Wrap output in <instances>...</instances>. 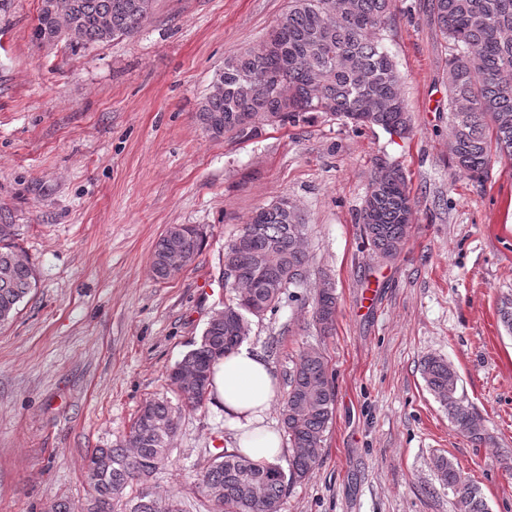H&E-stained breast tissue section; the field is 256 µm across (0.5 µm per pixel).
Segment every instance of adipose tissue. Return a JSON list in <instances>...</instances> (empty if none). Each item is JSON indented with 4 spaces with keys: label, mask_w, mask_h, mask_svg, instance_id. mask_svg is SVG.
Listing matches in <instances>:
<instances>
[{
    "label": "adipose tissue",
    "mask_w": 512,
    "mask_h": 512,
    "mask_svg": "<svg viewBox=\"0 0 512 512\" xmlns=\"http://www.w3.org/2000/svg\"><path fill=\"white\" fill-rule=\"evenodd\" d=\"M279 392L271 364L251 345L240 344L214 366L211 394L224 408V426L239 453L273 463L284 452L280 431L269 412Z\"/></svg>",
    "instance_id": "ef3b65f1"
}]
</instances>
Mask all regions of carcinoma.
Masks as SVG:
<instances>
[{
  "label": "carcinoma",
  "instance_id": "1",
  "mask_svg": "<svg viewBox=\"0 0 512 512\" xmlns=\"http://www.w3.org/2000/svg\"><path fill=\"white\" fill-rule=\"evenodd\" d=\"M332 2L288 0V8L259 46L224 59L214 78L224 91L207 95L196 113L210 138L248 139L264 126L296 124L319 114L358 129L362 123L355 118L367 102L374 105L371 126L396 135L410 130L403 77L382 44L392 0H348L345 8ZM146 5L155 9L156 0H39L33 39L42 44L64 39L86 50L135 34L148 21ZM61 18L68 22L65 32L58 26ZM432 18L451 42L446 83L454 158L479 182L492 154L512 160V0H434ZM413 214L401 169L376 168L358 223L382 258L393 260L400 254ZM3 228L12 232L5 235ZM306 231L302 215L277 201L260 208L224 246V268L234 271L226 280L232 296L224 304V318L208 322L200 340L167 375L182 404L199 408L207 402L214 365L247 339L250 318L274 310L287 288L306 279ZM19 236L15 225L0 222V326L14 318L35 285L32 263L15 259ZM175 245L187 266L202 252L205 237L188 224L169 226L152 253L157 278L176 273L170 263ZM336 308V294L320 288L313 319L321 333L331 330ZM422 375L453 425L473 442H485L481 416L458 395L453 365L428 356ZM287 385L281 415L291 448L290 474L225 449L199 479L214 512H281L288 483L306 477L321 462L324 434L333 421L334 385L320 349L311 347L298 355ZM180 412L181 407L165 398L147 400L122 441L91 451L87 512H114L133 484L139 490L123 501L127 512H182L178 499L159 497L147 485L168 458ZM436 468L441 483L454 493L457 512H488L477 487L462 478L451 460L438 458Z\"/></svg>",
  "mask_w": 512,
  "mask_h": 512
}]
</instances>
